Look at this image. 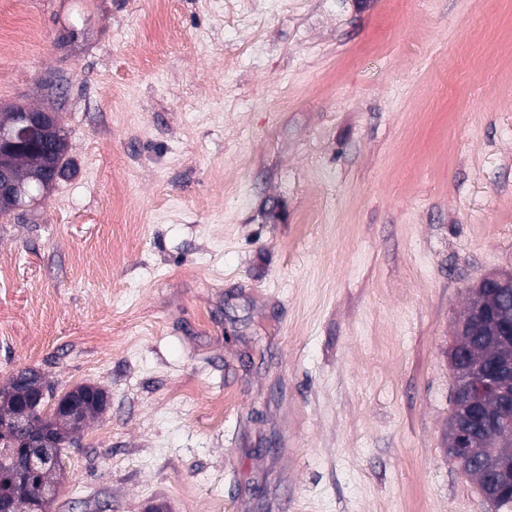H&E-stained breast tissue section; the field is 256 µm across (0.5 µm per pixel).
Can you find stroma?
<instances>
[{
	"label": "stroma",
	"mask_w": 512,
	"mask_h": 512,
	"mask_svg": "<svg viewBox=\"0 0 512 512\" xmlns=\"http://www.w3.org/2000/svg\"><path fill=\"white\" fill-rule=\"evenodd\" d=\"M70 164L0 222V386L105 413L48 512H497L448 350L512 273V0H0Z\"/></svg>",
	"instance_id": "obj_1"
}]
</instances>
